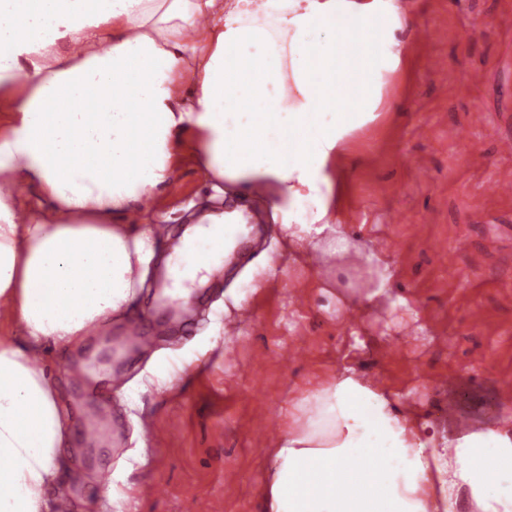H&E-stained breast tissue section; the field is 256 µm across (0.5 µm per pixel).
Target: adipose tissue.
<instances>
[{"label": "adipose tissue", "mask_w": 512, "mask_h": 512, "mask_svg": "<svg viewBox=\"0 0 512 512\" xmlns=\"http://www.w3.org/2000/svg\"><path fill=\"white\" fill-rule=\"evenodd\" d=\"M401 28L397 0H0V315L28 340L0 345V512H53L66 415L34 354L129 309L154 249L142 217L183 149L237 200L208 218L225 250L261 192L289 242L366 270V302L387 293L382 252L339 222L337 161L378 117ZM401 402L350 366L299 390L263 512H458L463 490L512 512L511 428L440 442Z\"/></svg>", "instance_id": "obj_1"}]
</instances>
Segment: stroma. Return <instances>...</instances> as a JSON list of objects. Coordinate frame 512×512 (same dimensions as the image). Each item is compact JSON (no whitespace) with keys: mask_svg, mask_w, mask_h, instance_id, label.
Returning <instances> with one entry per match:
<instances>
[{"mask_svg":"<svg viewBox=\"0 0 512 512\" xmlns=\"http://www.w3.org/2000/svg\"><path fill=\"white\" fill-rule=\"evenodd\" d=\"M400 36L403 67L382 93L378 119L345 143L343 221L385 243L395 286L408 306L383 300L362 329L350 324L343 299L362 289L365 273L324 257L320 268L290 261L267 199L248 205L259 217L226 259L185 322H162L154 285L180 242L189 215L203 205L224 209L191 149H184L171 187L159 195L147 225H166L147 260L132 316L91 330L76 349H40L37 364L69 410L62 489L72 512L98 505L105 487L123 512H262L272 467L269 430L288 412L302 385L335 370L353 336L354 365L407 395V412L447 435L458 416L487 423L512 402V0H413ZM486 80L469 82L472 71ZM458 127L468 148L449 139ZM278 264L270 274L262 262ZM243 298L251 320L235 334L224 324ZM151 336L150 348L99 369L93 390L72 384L67 367L91 361L131 322ZM112 403L109 426L123 439L87 457L82 433L87 406ZM112 480H101L103 470ZM236 471L233 495L224 473Z\"/></svg>","mask_w":512,"mask_h":512,"instance_id":"obj_1","label":"stroma"}]
</instances>
